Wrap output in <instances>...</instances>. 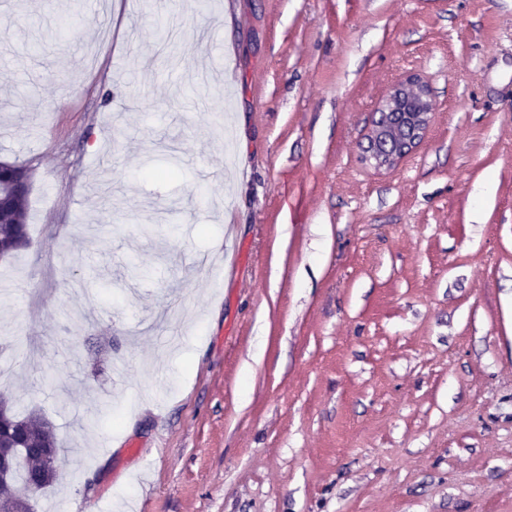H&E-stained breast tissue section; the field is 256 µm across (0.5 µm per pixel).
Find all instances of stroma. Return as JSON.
<instances>
[{
    "label": "stroma",
    "mask_w": 512,
    "mask_h": 512,
    "mask_svg": "<svg viewBox=\"0 0 512 512\" xmlns=\"http://www.w3.org/2000/svg\"><path fill=\"white\" fill-rule=\"evenodd\" d=\"M68 5L0 0L31 512H512V0ZM412 75L429 127L376 169ZM433 112L427 84L409 76L380 104L367 138L366 159L377 169L391 168L421 142ZM1 207H6V200L2 195L0 197V251H3L12 245L14 237L28 238V197L13 195L10 198L3 216L8 224L1 222Z\"/></svg>",
    "instance_id": "obj_1"
}]
</instances>
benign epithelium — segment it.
Wrapping results in <instances>:
<instances>
[{
	"mask_svg": "<svg viewBox=\"0 0 512 512\" xmlns=\"http://www.w3.org/2000/svg\"><path fill=\"white\" fill-rule=\"evenodd\" d=\"M433 112L427 84L416 76L394 86L380 104L365 149L377 169L391 168L421 142Z\"/></svg>",
	"mask_w": 512,
	"mask_h": 512,
	"instance_id": "7a95c632",
	"label": "benign epithelium"
}]
</instances>
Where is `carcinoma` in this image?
<instances>
[{
    "instance_id": "obj_1",
    "label": "carcinoma",
    "mask_w": 512,
    "mask_h": 512,
    "mask_svg": "<svg viewBox=\"0 0 512 512\" xmlns=\"http://www.w3.org/2000/svg\"><path fill=\"white\" fill-rule=\"evenodd\" d=\"M31 178V169L14 162L0 169V193L21 179ZM0 224V251L9 248L15 237L28 236V198L12 196ZM56 450L51 423L36 411L18 414L8 403L0 401V456L15 453L22 456L21 470L12 481L0 479V496L23 500L51 486L57 479L56 457L48 452Z\"/></svg>"
}]
</instances>
